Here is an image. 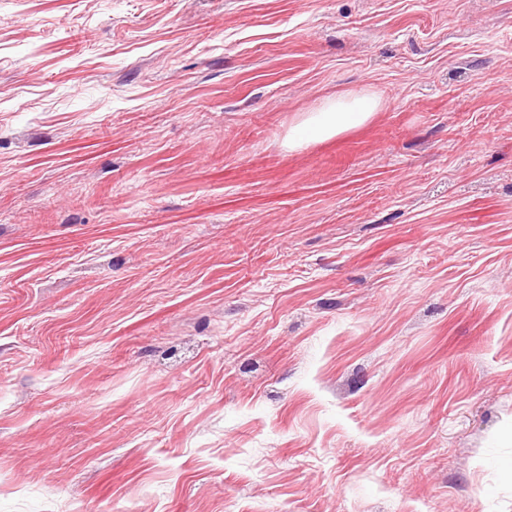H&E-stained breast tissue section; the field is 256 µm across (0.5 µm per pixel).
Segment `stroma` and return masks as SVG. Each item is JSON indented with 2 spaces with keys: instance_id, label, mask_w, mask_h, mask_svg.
Segmentation results:
<instances>
[{
  "instance_id": "stroma-1",
  "label": "stroma",
  "mask_w": 512,
  "mask_h": 512,
  "mask_svg": "<svg viewBox=\"0 0 512 512\" xmlns=\"http://www.w3.org/2000/svg\"><path fill=\"white\" fill-rule=\"evenodd\" d=\"M0 512H512V0H0ZM369 96H351L327 101L319 112H312L303 123V132L317 139H328L349 127L363 123L377 108Z\"/></svg>"
}]
</instances>
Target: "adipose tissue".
<instances>
[{
  "label": "adipose tissue",
  "instance_id": "adipose-tissue-1",
  "mask_svg": "<svg viewBox=\"0 0 512 512\" xmlns=\"http://www.w3.org/2000/svg\"><path fill=\"white\" fill-rule=\"evenodd\" d=\"M376 107V100L369 96L356 95L329 101L320 111L310 114L303 123V130L314 138L328 139L363 123Z\"/></svg>",
  "mask_w": 512,
  "mask_h": 512
}]
</instances>
